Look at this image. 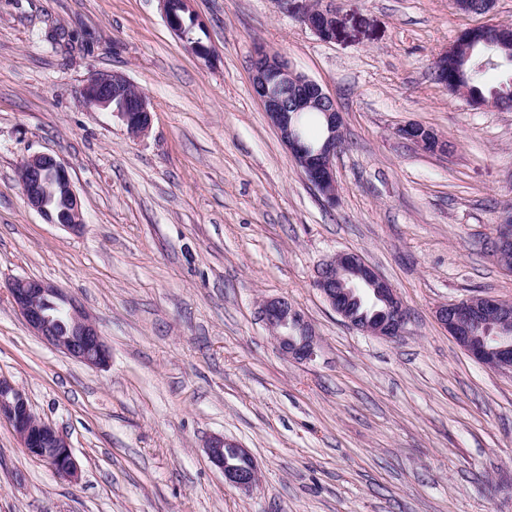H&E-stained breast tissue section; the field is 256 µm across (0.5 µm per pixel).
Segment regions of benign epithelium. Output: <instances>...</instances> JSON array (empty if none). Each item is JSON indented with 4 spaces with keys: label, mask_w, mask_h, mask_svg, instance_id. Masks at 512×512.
Returning a JSON list of instances; mask_svg holds the SVG:
<instances>
[{
    "label": "benign epithelium",
    "mask_w": 512,
    "mask_h": 512,
    "mask_svg": "<svg viewBox=\"0 0 512 512\" xmlns=\"http://www.w3.org/2000/svg\"><path fill=\"white\" fill-rule=\"evenodd\" d=\"M288 12L298 17L320 40L331 42L329 22L336 13L310 4V0H281ZM162 15L184 49L196 54L194 45L178 27L168 11V0H159ZM505 38L512 29L494 23H483L461 31ZM251 89L260 102L270 124L292 157L304 163L303 173L327 201L336 200L335 160L336 126L342 115L322 87L306 75L294 70L288 60L263 47L256 49L251 63ZM132 83L119 73L95 70L84 80L80 96L91 105L108 109L126 129L140 137L149 132L151 112L147 97L139 92L129 98ZM304 107L324 112L329 135L321 148L306 147L296 128V115ZM401 136L424 152L435 153L446 147L435 131L413 124L399 130ZM19 184L27 205L47 223L56 224L79 234L84 221L82 203L74 189L68 167L55 155L41 152L28 156L18 171ZM65 207L51 208L55 197ZM497 251L512 252V216L507 214L496 226L493 237ZM316 287L330 307L352 327L371 336L393 340L405 333L408 311L392 285L357 252H342L328 259L318 270ZM358 288L371 290L374 301L382 306L375 320L353 316L345 299ZM14 307L32 333L48 346L69 358L93 368H103L110 360V350L92 318L64 291L34 278H16L9 284ZM260 312L281 353L295 361L314 358L317 336L308 320L288 300L263 301ZM437 319L449 335L472 357L494 368H512V301L489 296L467 298L444 305ZM0 421L7 422L21 447L46 464L57 476L76 482L80 467L62 433L50 422L37 416L27 397L9 379L0 377ZM210 462L224 475V480L244 490L252 489L258 473L248 451L222 437L206 444Z\"/></svg>",
    "instance_id": "obj_1"
}]
</instances>
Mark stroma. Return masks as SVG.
<instances>
[{
  "label": "stroma",
  "mask_w": 512,
  "mask_h": 512,
  "mask_svg": "<svg viewBox=\"0 0 512 512\" xmlns=\"http://www.w3.org/2000/svg\"><path fill=\"white\" fill-rule=\"evenodd\" d=\"M320 40L280 0H192L215 53L204 65L158 0H0V376L67 439L79 482L57 477L0 422V512H512V370L468 355L435 317L471 296L512 300L487 244L512 207V112L474 109L431 64L460 31L512 25L452 0H331ZM318 82L343 116L336 203L307 181L251 91L255 44ZM126 74L152 125L131 137L79 93ZM417 123L448 141L426 153ZM63 160L81 201L75 235L26 203L17 169ZM354 251L409 312L405 334H364L315 281ZM62 288L112 358L53 350L9 282ZM299 309L316 356H283L258 311ZM236 442L260 475L243 490L208 459ZM160 3V9L162 12V15L169 26V28L172 30L174 35L179 39L184 49L189 52L190 54L198 57L194 45L190 42V39L186 36V34L183 32V29L178 27L174 17L171 13L168 11V1L169 0H158ZM202 60H204L206 63H210V59L213 58V51H209L205 57H198ZM399 133L424 152L435 153L446 147L445 142L432 129H421L409 124L401 128Z\"/></svg>",
  "instance_id": "35a3bbf8"
}]
</instances>
